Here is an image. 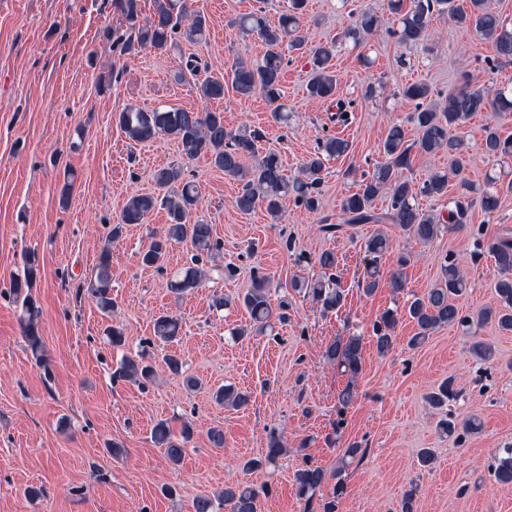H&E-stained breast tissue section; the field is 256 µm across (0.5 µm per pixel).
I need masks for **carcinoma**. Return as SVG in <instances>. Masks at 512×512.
Listing matches in <instances>:
<instances>
[{
  "instance_id": "carcinoma-1",
  "label": "carcinoma",
  "mask_w": 512,
  "mask_h": 512,
  "mask_svg": "<svg viewBox=\"0 0 512 512\" xmlns=\"http://www.w3.org/2000/svg\"><path fill=\"white\" fill-rule=\"evenodd\" d=\"M190 0H153L149 15H143L141 0H116V7L127 23V35L110 29L104 37L121 47L125 54H135L150 49L163 51L184 39L201 42L206 37V20L189 6ZM308 8V0H289L288 9L270 24L263 10L241 15L232 20V25L246 35H257L266 45V52L259 65H251L240 59L232 62L227 69L228 77L207 76L195 83V93L205 107L193 111L183 108L158 107L151 110L128 107L118 115V123L127 137L137 143H145L163 135L178 144L187 159L204 156L224 175L242 182V189L235 198V208L248 214L259 207L265 208L272 220H279L281 202L287 197L309 211L320 207L319 185L325 162L349 154L351 145L344 138L330 136L320 141L303 164L305 179L290 180L285 173L281 156L269 151L257 154L258 142L263 138L261 131L239 128L234 130L224 125V113L213 111L207 104L224 99L225 79L241 98L249 99L260 95L273 105L272 118L286 125L291 115L281 103V75L284 68L285 52H297L307 59L311 78L306 89L310 97L319 100H333L336 96V74L332 60L336 52V40L307 47L302 32V20ZM388 9L397 21L393 35L403 44L422 45L434 14L448 13L450 19L462 28L473 29L480 37L490 41L496 52V60L512 62V24L502 18L500 12L490 7L489 0H469L468 9H457L452 0H388ZM379 17L371 11L355 15L351 26L343 37L358 46L379 30ZM462 83L442 100L433 98L432 89L425 83L413 82L404 86L403 98L416 104L413 120L417 136L407 143L402 126L393 124L388 128L383 142L385 161L376 166L373 173L361 178L356 192L349 194L342 202V212L347 224H396L408 232L415 241L428 243L436 239L444 229L461 228L469 223L470 212L479 206L486 215L495 213L501 204L496 179L487 180V187L474 189L465 177L470 165L469 145L459 136L449 135L453 127H460L471 116L479 112H512V86L502 88L479 87L471 84L468 74H461ZM418 151L433 154L448 151L451 172L437 171L416 184L405 175L411 168V153ZM481 150L494 157H512V137H502L493 127H484ZM254 159L253 165L246 160ZM457 178L456 195L448 201V214L441 217L425 213L419 207L417 196L439 197L448 193V174ZM153 180L160 190L154 194H133L126 201L118 224L111 235L116 236L125 224H141L146 216L157 208L167 212V223L162 235L154 238L149 248L139 253L138 261L145 267L165 269L169 247L174 243L188 242L193 249L190 265L174 272L168 279L170 292L181 296L198 288L211 272L230 276V267L212 266L204 268V259L211 258L222 249L221 242L214 238L213 225L198 215L200 195L192 181L184 177L178 165L162 167L154 172ZM390 197V207L377 212L373 202L381 192ZM483 248L494 259L499 276L494 291L499 302L497 309L488 308L481 312V321H496L504 330L512 331V231L496 234L485 240ZM369 256L359 288L371 295L379 288L381 260L392 254L390 241L384 235H375L365 242ZM441 279L421 298L413 299L408 308L400 311L388 308L373 323L372 334L376 348L385 353L392 349L394 332L401 314L408 315L418 326L416 336L409 345L416 346L442 325H470L467 317L460 313L453 299L462 295L466 279L460 271L455 255L448 253L440 263ZM40 277V266L36 256H25L23 276L13 279L11 288L16 299L21 301L19 316L21 330L35 363L44 371L50 365L44 354V343L39 331L41 308L31 291ZM328 280H311L307 283L294 281L293 287L303 288L314 300L321 303L326 311L338 308L343 294L332 288ZM271 279L265 273L253 274L250 288L240 298L247 310L250 322L233 331L239 338L262 335L273 328V321H288V302H279L273 307L270 300ZM87 294L105 314L112 313V254L105 248L100 253L89 282ZM180 320L169 314H162L153 320V340L162 346L178 342ZM325 359L338 366L342 373L356 377L363 367L362 337L352 335L346 341L336 340L324 352ZM155 376V368L149 354L141 350L122 355L112 378L134 382L142 387ZM459 391L454 379L448 378L429 394L430 404L436 408L448 406L457 398ZM217 403L233 408H244L249 404V395L232 385L216 389ZM437 427L447 436L473 433L481 429V422L475 417L460 419L445 413ZM194 427L185 423L176 433L165 420L158 421L152 428L151 438L155 445L165 450L170 463L179 465L186 453L187 444L193 440ZM283 451L281 435L272 430L268 434L264 458H252L243 463V469L254 471L271 462ZM491 473L497 483L512 484V446L502 449L494 458ZM328 483L327 471L310 462L305 463L294 475L297 495L311 501L317 490ZM259 492L253 487L236 483L224 487L218 495L199 496L195 499L194 512H257Z\"/></svg>"
}]
</instances>
